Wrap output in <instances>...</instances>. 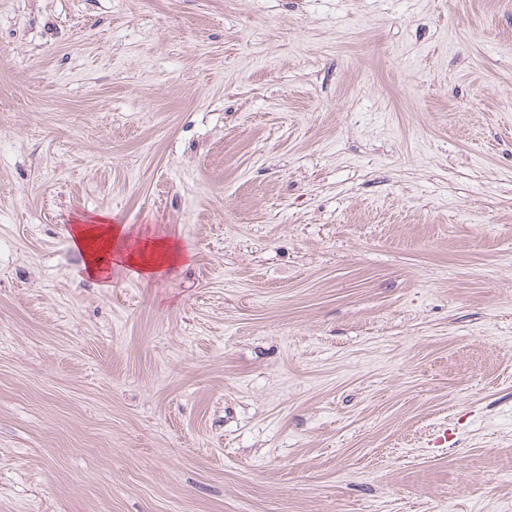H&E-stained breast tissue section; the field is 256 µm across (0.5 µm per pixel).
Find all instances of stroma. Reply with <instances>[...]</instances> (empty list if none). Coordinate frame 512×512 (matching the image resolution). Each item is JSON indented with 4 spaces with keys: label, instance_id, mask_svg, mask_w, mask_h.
<instances>
[{
    "label": "stroma",
    "instance_id": "1",
    "mask_svg": "<svg viewBox=\"0 0 512 512\" xmlns=\"http://www.w3.org/2000/svg\"><path fill=\"white\" fill-rule=\"evenodd\" d=\"M0 512H512V0H0ZM71 243L83 256L81 271L90 280L110 288L112 265L136 277L160 273L192 257L179 242L169 238L136 236L127 224H112L106 216L71 224Z\"/></svg>",
    "mask_w": 512,
    "mask_h": 512
}]
</instances>
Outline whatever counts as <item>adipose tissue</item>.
Listing matches in <instances>:
<instances>
[{
  "instance_id": "adipose-tissue-1",
  "label": "adipose tissue",
  "mask_w": 512,
  "mask_h": 512,
  "mask_svg": "<svg viewBox=\"0 0 512 512\" xmlns=\"http://www.w3.org/2000/svg\"><path fill=\"white\" fill-rule=\"evenodd\" d=\"M69 236L83 256L84 276L97 282H110L116 265L138 277L160 273L191 257L179 242L134 234L129 225L112 223L104 216L77 222Z\"/></svg>"
}]
</instances>
